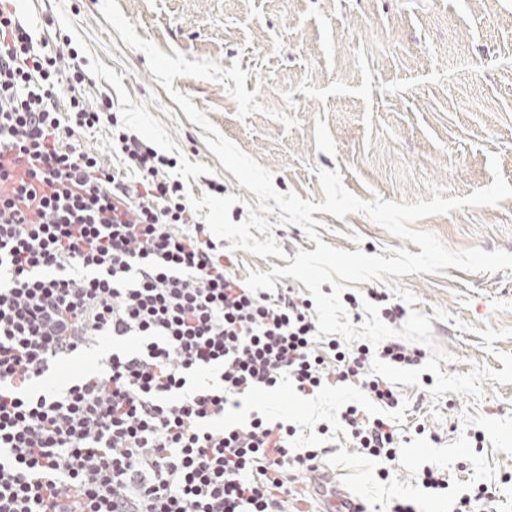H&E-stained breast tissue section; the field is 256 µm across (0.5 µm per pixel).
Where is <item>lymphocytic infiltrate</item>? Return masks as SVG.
<instances>
[{"label": "lymphocytic infiltrate", "mask_w": 512, "mask_h": 512, "mask_svg": "<svg viewBox=\"0 0 512 512\" xmlns=\"http://www.w3.org/2000/svg\"><path fill=\"white\" fill-rule=\"evenodd\" d=\"M84 64L37 49L0 9V512H283L291 471H316L319 451L292 454L291 425L230 422V407L285 379L304 397L354 385L392 408L372 357L419 355L317 343L310 300L250 291L172 159L138 135L111 133L136 181L102 168L74 140L112 121L86 102ZM94 348L96 372L57 389L53 369ZM338 421L361 453L397 458L389 419L348 406Z\"/></svg>", "instance_id": "lymphocytic-infiltrate-1"}]
</instances>
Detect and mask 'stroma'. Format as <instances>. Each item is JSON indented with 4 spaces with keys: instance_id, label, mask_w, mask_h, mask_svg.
<instances>
[{
    "instance_id": "35a3bbf8",
    "label": "stroma",
    "mask_w": 512,
    "mask_h": 512,
    "mask_svg": "<svg viewBox=\"0 0 512 512\" xmlns=\"http://www.w3.org/2000/svg\"><path fill=\"white\" fill-rule=\"evenodd\" d=\"M137 35L165 54L209 59L247 71V91L257 92L262 112L240 118L221 83L183 76L174 89L226 138L273 175L280 192L296 191L323 202L317 170H340L344 185L370 201L410 203L467 196L490 185V155L512 185V0H117ZM102 0H14L12 7L36 42L67 51L81 35L93 54L121 75L130 97L144 102L166 127L181 153L210 174L190 179L195 198L220 185L239 196L233 222L248 215L257 197L239 185L207 148L192 123L148 68L141 51L127 46L101 12ZM73 21L65 29L61 16ZM282 110L299 124L285 129L269 116ZM321 241L349 252L385 255L395 248L419 253L415 244L390 234L359 213L344 218L319 212ZM285 258H261L238 250L239 275L287 267L298 250L314 251L304 230L279 225L268 214ZM416 229L435 234L452 250L474 247L512 253V198L494 206L466 207L423 218ZM418 301L407 305L387 285L355 284L342 295L353 324L365 314L362 301L415 310L430 317L433 337L450 359L443 373H467L486 365L502 370L497 353L512 354V338L486 349L480 329L512 326V269L495 273L447 268L445 275L399 277ZM401 318L393 323L402 328ZM435 377L425 372L416 386L397 384L399 404L387 409L368 393L346 387L313 399L296 396L288 383L274 393L242 399L237 417L258 411L287 417L296 434L293 452L324 449L321 468L332 484L362 499L370 512H387L398 499L414 512H448L452 497L484 484L495 488L498 512H512V383L484 380L479 396L452 392L437 398ZM365 418H389L403 441L398 462L360 453L338 422L343 404ZM439 470L449 487L439 496L424 489V468ZM388 479H380L381 469Z\"/></svg>"
}]
</instances>
